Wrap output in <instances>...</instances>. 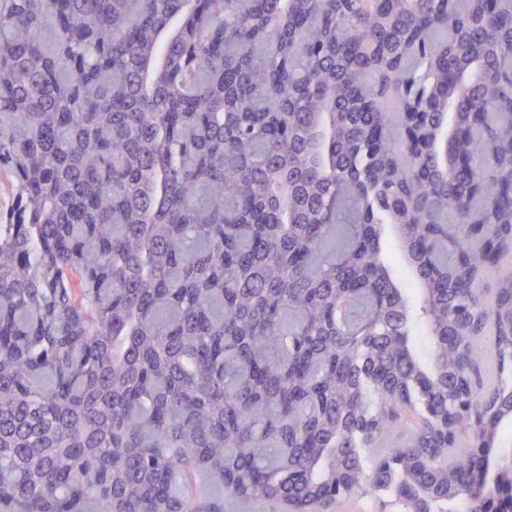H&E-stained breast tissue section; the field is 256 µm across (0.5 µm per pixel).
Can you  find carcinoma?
I'll list each match as a JSON object with an SVG mask.
<instances>
[{
    "instance_id": "carcinoma-1",
    "label": "carcinoma",
    "mask_w": 512,
    "mask_h": 512,
    "mask_svg": "<svg viewBox=\"0 0 512 512\" xmlns=\"http://www.w3.org/2000/svg\"><path fill=\"white\" fill-rule=\"evenodd\" d=\"M0 168V512L512 490V0H0ZM395 236L393 228L387 227L384 234V244L386 249L391 253V260L398 279L401 281L402 285L407 288L410 296L415 298L418 294V288L411 271L396 250L394 243Z\"/></svg>"
}]
</instances>
